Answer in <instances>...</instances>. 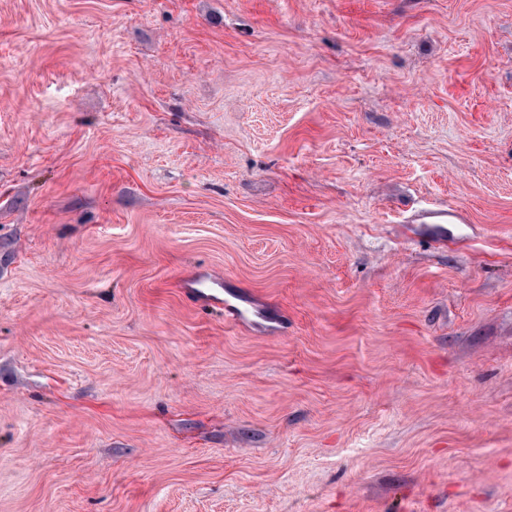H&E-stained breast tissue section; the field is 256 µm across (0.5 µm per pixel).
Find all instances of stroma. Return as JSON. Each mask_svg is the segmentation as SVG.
Masks as SVG:
<instances>
[{
    "mask_svg": "<svg viewBox=\"0 0 512 512\" xmlns=\"http://www.w3.org/2000/svg\"><path fill=\"white\" fill-rule=\"evenodd\" d=\"M0 512H512V0H0ZM208 282L210 283V288L207 290H203L201 288H198V286L203 283ZM182 287L185 289L186 292L193 295V297L196 299V301L199 304L202 305H212L213 303L218 302L221 300L218 295L220 294V290H223L222 283L219 279H213V280H207V279H200L193 284L190 282H183ZM225 322L232 326H239L251 321V316L260 317V312L253 305L241 306L224 301Z\"/></svg>",
    "mask_w": 512,
    "mask_h": 512,
    "instance_id": "stroma-1",
    "label": "stroma"
}]
</instances>
